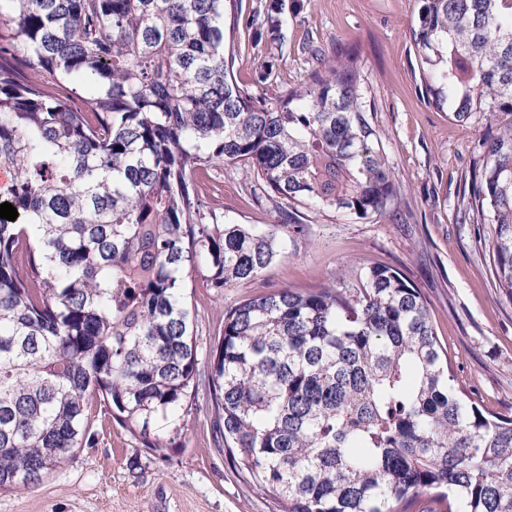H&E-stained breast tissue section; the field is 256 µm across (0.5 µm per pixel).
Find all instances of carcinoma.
Returning a JSON list of instances; mask_svg holds the SVG:
<instances>
[{
  "label": "carcinoma",
  "mask_w": 512,
  "mask_h": 512,
  "mask_svg": "<svg viewBox=\"0 0 512 512\" xmlns=\"http://www.w3.org/2000/svg\"><path fill=\"white\" fill-rule=\"evenodd\" d=\"M426 93L494 130L467 185L496 287L512 299V0H420ZM281 0L245 24L280 40ZM241 0H0V490L36 486L89 442L103 402L166 448L200 370L185 303L258 279L288 222L206 224L200 170L244 166L289 207L366 218L401 194L356 53L269 96L226 52ZM224 445L283 512H512V419L462 397L420 291L282 288L224 317L209 374Z\"/></svg>",
  "instance_id": "obj_1"
}]
</instances>
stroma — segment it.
Here are the masks:
<instances>
[{"label": "stroma", "mask_w": 512, "mask_h": 512, "mask_svg": "<svg viewBox=\"0 0 512 512\" xmlns=\"http://www.w3.org/2000/svg\"><path fill=\"white\" fill-rule=\"evenodd\" d=\"M419 0H285L283 42L255 40L239 27L233 74L255 88L266 61L268 93L294 87L310 71L309 46L326 56L350 50L375 103L373 121L402 184L399 208L359 220L342 212L291 214L299 232L285 257L252 282L212 288L200 266L187 277L200 370H207L224 315L241 301L281 288L307 292L352 279L356 267L385 266L419 288L449 368L482 411L512 417V300L495 288L478 227L463 218L464 186L480 164V120L459 124L437 108L422 82L411 35ZM204 205L218 224H277L279 202L255 197L241 169L198 174ZM92 442L33 488L0 491V512H279L236 469L200 386L176 442L144 447L108 414L89 411Z\"/></svg>", "instance_id": "obj_1"}]
</instances>
